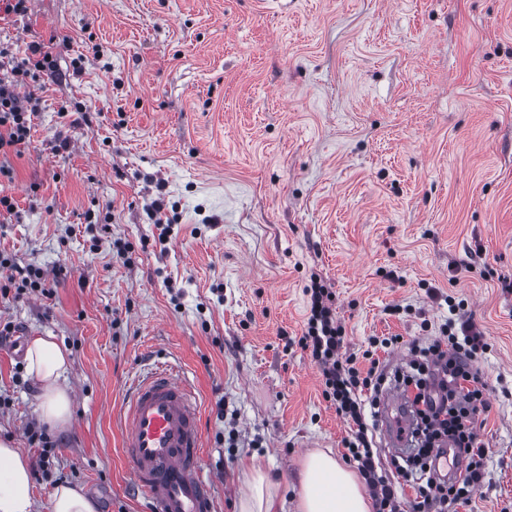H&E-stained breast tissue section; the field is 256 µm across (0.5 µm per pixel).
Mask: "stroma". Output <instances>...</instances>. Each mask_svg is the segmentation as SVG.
<instances>
[{
    "instance_id": "35a3bbf8",
    "label": "stroma",
    "mask_w": 512,
    "mask_h": 512,
    "mask_svg": "<svg viewBox=\"0 0 512 512\" xmlns=\"http://www.w3.org/2000/svg\"><path fill=\"white\" fill-rule=\"evenodd\" d=\"M0 40L49 45L58 70L29 83L40 110L0 185L17 205L0 252L50 287L0 297V325L52 334L71 361L33 512L61 483L97 512H153L119 417L160 366L199 397L218 512H239L253 461L295 512L304 456L344 460L349 434L285 345L314 274L355 352L400 335L413 360L461 302L496 391L482 489L448 512H512V0H32ZM74 104L89 119L69 126ZM26 365L0 347V437L35 462Z\"/></svg>"
}]
</instances>
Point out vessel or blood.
I'll use <instances>...</instances> for the list:
<instances>
[{"mask_svg":"<svg viewBox=\"0 0 512 512\" xmlns=\"http://www.w3.org/2000/svg\"><path fill=\"white\" fill-rule=\"evenodd\" d=\"M384 442L411 455L413 414L402 392L379 401ZM122 446L138 490L156 512H217L210 479L201 473L199 406L193 387L172 368L139 376L123 416Z\"/></svg>","mask_w":512,"mask_h":512,"instance_id":"obj_1","label":"vessel or blood"}]
</instances>
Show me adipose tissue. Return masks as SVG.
I'll use <instances>...</instances> for the list:
<instances>
[{
  "label": "adipose tissue",
  "mask_w": 512,
  "mask_h": 512,
  "mask_svg": "<svg viewBox=\"0 0 512 512\" xmlns=\"http://www.w3.org/2000/svg\"><path fill=\"white\" fill-rule=\"evenodd\" d=\"M27 370L40 383V412L48 427L65 426L71 419L72 401L66 383L69 353L54 336H38L27 349ZM298 512H371L354 473L330 454H308L300 473ZM248 492L239 512H275L276 486L258 465H251ZM31 468L26 455L11 440H0V512H32Z\"/></svg>",
  "instance_id": "adipose-tissue-1"
}]
</instances>
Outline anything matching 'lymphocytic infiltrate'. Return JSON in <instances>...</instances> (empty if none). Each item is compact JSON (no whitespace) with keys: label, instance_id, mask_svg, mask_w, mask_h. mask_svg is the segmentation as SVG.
I'll return each mask as SVG.
<instances>
[{"label":"lymphocytic infiltrate","instance_id":"f902f5d3","mask_svg":"<svg viewBox=\"0 0 512 512\" xmlns=\"http://www.w3.org/2000/svg\"><path fill=\"white\" fill-rule=\"evenodd\" d=\"M55 67L51 52L43 44H31L20 55L0 43L1 156L17 152L30 136L37 100L33 94H21V87ZM0 272L5 275L0 283L1 297L47 289L41 269L18 266L1 254ZM306 293L309 312L297 344L318 366L325 400L335 406L349 427L344 446L371 491L376 512H432L435 504L469 499L484 479L487 459V450L476 434L478 417L488 409L489 386L475 366L478 352L485 348L482 332L469 320L457 327L445 324L446 340H435L423 352L431 365L426 377L404 383L408 399L422 419L421 427L414 431L421 452L419 459L395 464L394 469L414 490L423 493L433 488L439 492L434 500L424 497L410 501L399 496L395 483L381 466L373 424L376 394L383 381L377 351L400 344L401 339L374 337L362 354H344L346 331L336 318L334 293L317 278L312 279ZM433 385L442 390L441 400L430 395ZM445 438L454 440L468 459L464 474L448 483L441 482L428 463L434 448Z\"/></svg>","mask_w":512,"mask_h":512}]
</instances>
